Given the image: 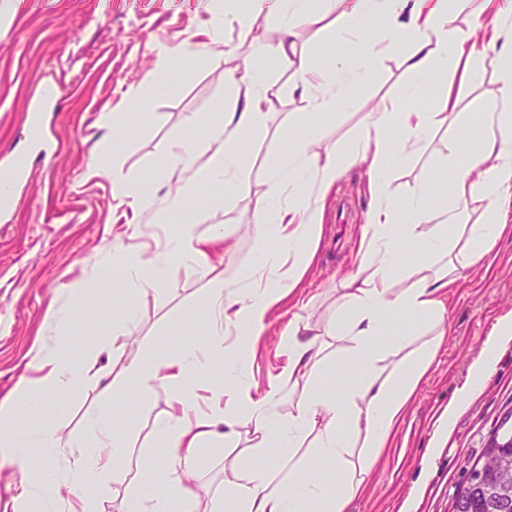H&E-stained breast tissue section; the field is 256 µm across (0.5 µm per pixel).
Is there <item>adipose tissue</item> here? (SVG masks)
Here are the masks:
<instances>
[{
    "mask_svg": "<svg viewBox=\"0 0 512 512\" xmlns=\"http://www.w3.org/2000/svg\"><path fill=\"white\" fill-rule=\"evenodd\" d=\"M328 10L338 12L343 24L363 30L356 57L337 62L324 73L294 61L296 34L292 17L310 13V0H204L211 16L205 30L206 44L215 48L223 42L225 27L242 31L253 29L260 18L276 17L281 38L262 49L261 64H250L230 73L228 80L236 92L233 106L210 125L205 140L171 142L165 149V168L175 176L180 188L168 196L169 208L183 207L200 183L227 185L236 168L231 146L243 134L260 127L268 114L275 93L267 79V66L274 63L291 68L294 85L300 86L311 113L335 111L348 99L354 87L371 75L375 61L385 55L402 58L407 70L416 75L454 63V79L470 80L479 57L474 41L482 28L489 0H324ZM459 8L469 9L474 27H451L450 16ZM377 17L391 20L384 37L369 33ZM499 64L500 111L484 112L479 121L485 130L478 153L460 152L457 143L448 145V161L455 198L483 200L482 223L468 227L466 237H452L448 229L457 215L448 210H429L423 194L399 205L388 191L390 167L406 159L418 142L436 125L454 118L457 98L453 87H446L438 111L418 108L397 111L376 106L366 115L356 152L366 163L369 187L376 200L362 238L356 271L343 283L338 304L339 319L329 334L339 336L345 345L340 357L359 364L364 373L355 386L326 395L313 382L323 352L319 337L307 336V327L290 321L282 331L280 344L287 357L284 380H277L260 397H253L246 381L247 363L226 358L222 367L209 369L195 350L177 358L127 364V380L141 399L167 390L174 406L157 428L172 450L171 461L161 469L164 482L144 478L130 502L128 512H194L200 498L192 479L196 474V449L202 440H234L238 428L252 432L253 449L261 462L245 469L235 463L224 467V491L232 512H348L350 503L362 495L375 464L389 448L405 417L410 400L432 366L446 334L445 289L456 281L460 268L483 265L498 242L512 237V225L505 217L512 210V25L492 19ZM207 156L205 166L195 167L198 156ZM347 160L336 151L319 156L305 142H298L286 164L272 168L267 178V197L275 204L274 213H258L260 247L258 270L273 271V278L255 281L247 290L224 280H214L210 300L221 318L210 333L209 350L224 346V326L245 328L258 336L270 325V314L286 293L295 290L308 264L301 247L311 246L322 232L324 201L340 179ZM89 176L104 177L112 183V198L134 213L149 211L154 195L145 181L110 168L104 158H95ZM417 245L419 257L404 266L393 245L394 238ZM276 242L269 251L268 242ZM212 239L184 234L148 262L132 259V266H143L151 285L172 283L171 259L178 256L197 264L208 262ZM397 327L394 337L382 340L386 325ZM424 334L415 349H407V338ZM512 338V316L501 320L498 330L486 344L487 353L472 366V377L459 389L458 407L474 399L480 380L492 370L491 353L504 340ZM35 377L26 379L21 394L48 396L60 390L83 387L94 368V359L74 365L66 345L43 349L35 355ZM209 371L208 412L196 409L197 394L190 377ZM300 387L301 393L288 417L277 411L284 385ZM91 441L76 442L52 485L59 512H102V499L117 462L126 454L115 438L112 417L96 412L87 419ZM309 445L314 460L336 463V489L328 491L320 478L293 477L292 487L275 488L272 482L279 470L281 452L286 448ZM60 445L54 430L45 427L34 438L33 447L21 446L13 434L0 431V454L20 475L37 478V449ZM223 503V504H226ZM223 504L213 503L210 512H221Z\"/></svg>",
    "mask_w": 512,
    "mask_h": 512,
    "instance_id": "adipose-tissue-1",
    "label": "adipose tissue"
}]
</instances>
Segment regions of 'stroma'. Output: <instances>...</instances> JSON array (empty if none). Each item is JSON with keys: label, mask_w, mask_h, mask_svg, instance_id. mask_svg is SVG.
Listing matches in <instances>:
<instances>
[{"label": "stroma", "mask_w": 512, "mask_h": 512, "mask_svg": "<svg viewBox=\"0 0 512 512\" xmlns=\"http://www.w3.org/2000/svg\"><path fill=\"white\" fill-rule=\"evenodd\" d=\"M201 0H17L10 21L0 24V174L21 164L25 176L14 183L13 199L0 207V399L15 394L22 378L34 375L32 359L59 333L51 316L66 309L74 316L68 335L72 357L83 361L106 343L98 357L99 371L78 393L61 392L32 401V412L19 427L51 424L61 442L87 438L86 419L98 409L110 412L116 435L127 450L116 466L103 512H121L142 473L167 458L157 423L170 409L171 398L157 390L142 403L124 378L135 358L150 359L205 350L214 311L209 304L212 277L246 287L258 252L253 214L267 205L270 169L288 157L294 142L310 152L333 150L349 155L357 147L366 112L379 103L402 106L403 90L413 86L417 102L436 111L450 74L436 70L425 77L407 72L397 56H383L373 76L355 88L336 111L306 114V101L286 69H271L268 78L279 95L264 125L235 145L242 176L233 190L202 186L187 208L161 218L141 215L140 235L125 239L131 254L149 255L166 247L183 226L195 235L225 233V247L210 254V273L193 263L173 261L171 289L159 293L147 283L127 282L110 269L120 254L113 240L126 219L112 210L111 183L87 177V168L105 147L123 173L147 180L158 197L173 190L162 155L175 139L206 137L211 120L229 109L235 91L224 81L226 71L242 69L250 52L238 29L225 28V50L207 52L193 70L157 67L158 51L183 45L202 49L201 31L209 17ZM299 56L314 70L331 68L337 58L354 55L360 37L338 33V20L326 16L310 24L294 17ZM482 55L473 79L457 90L459 118L440 125L419 150L396 164L389 192L407 202L425 191L430 207L446 209L448 141L463 151L480 143L478 113L492 109L498 98L494 53L479 45ZM58 83L55 105L41 114L47 149L29 141L26 114L41 87ZM145 100L141 111H127L130 92ZM127 113L126 122L108 133L95 125L98 113ZM374 201L363 163L349 164L327 198L321 238L304 277L276 307L269 328L258 337L228 329L226 350H246L249 380L264 390L285 364L279 334L292 318L323 335L328 347L336 341L326 327L337 317L342 282L355 271L361 238ZM82 287L80 296L67 284ZM446 329L436 359L411 399L391 448L380 457L365 493L350 512H452L453 494L469 462L478 458L490 434L504 420L512 421V342L499 347L496 368L479 395L456 418L448 403L470 375L498 321L512 315V237L502 240L489 262L462 270L445 294ZM134 306L136 319L126 335L112 326ZM250 434L236 440L205 441L195 477L202 496L223 497L224 462L257 464Z\"/></svg>", "instance_id": "1"}]
</instances>
